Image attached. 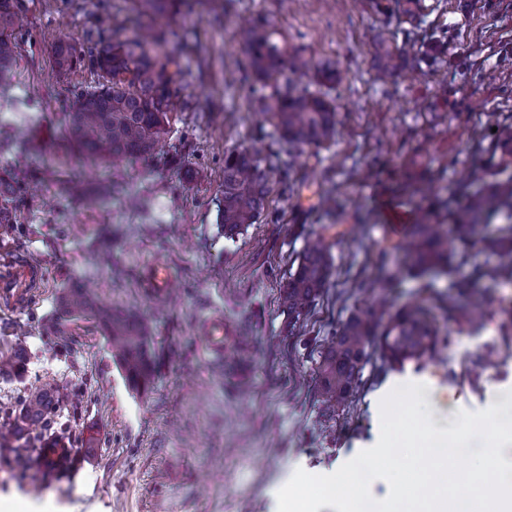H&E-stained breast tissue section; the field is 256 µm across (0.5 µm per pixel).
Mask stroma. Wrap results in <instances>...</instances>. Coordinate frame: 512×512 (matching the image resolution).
Wrapping results in <instances>:
<instances>
[{
  "label": "stroma",
  "instance_id": "35a3bbf8",
  "mask_svg": "<svg viewBox=\"0 0 512 512\" xmlns=\"http://www.w3.org/2000/svg\"><path fill=\"white\" fill-rule=\"evenodd\" d=\"M406 16L401 0H212L168 19L186 65L181 106L151 155L112 165L80 161L64 139L77 94L105 83L90 64L60 74L55 45L83 55L89 35L137 24L131 0H20L24 16L16 78L0 88V177H11L10 221L0 257L38 267L27 306L0 307V358L23 373L0 375V402L21 407L28 390L67 383L78 449L61 472L19 463L21 437L0 419V498L28 512H277L289 474H330L373 447L389 382L419 383L433 425L498 403L512 364V280L491 286L483 329L448 311L450 280L405 270L402 240L421 213L447 223L490 174L512 177L492 130L512 123V0H424ZM273 20L290 47L342 73L328 93L336 138L289 151L254 111L257 83L241 35L247 20ZM415 43L420 61L387 82L376 47ZM257 146L270 193L254 224L228 236L221 224L224 156ZM293 160L290 179L279 166ZM335 199L328 207L327 199ZM405 221L394 224L391 214ZM333 260L324 295L290 326L281 287L304 248ZM168 264L174 292L156 300L148 269ZM391 288H384L388 274ZM89 291L90 307L65 318L60 298ZM402 307L430 300L447 341L433 357L380 371L368 363L350 410L320 415L317 361L336 324L378 298ZM132 310L156 359L150 390L130 391L96 310ZM220 313L241 358L216 364L201 345L200 317ZM64 322L65 335L49 331Z\"/></svg>",
  "mask_w": 512,
  "mask_h": 512
}]
</instances>
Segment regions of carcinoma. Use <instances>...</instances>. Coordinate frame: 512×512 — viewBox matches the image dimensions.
I'll list each match as a JSON object with an SVG mask.
<instances>
[{"label": "carcinoma", "instance_id": "carcinoma-1", "mask_svg": "<svg viewBox=\"0 0 512 512\" xmlns=\"http://www.w3.org/2000/svg\"><path fill=\"white\" fill-rule=\"evenodd\" d=\"M141 13L152 18L170 12L178 0H136ZM19 0H0V85L15 79V61L20 48L18 33ZM242 45L251 71L261 83L253 107L277 130L290 146H322L336 137V107L320 93L306 87L277 84L284 70L314 74L320 83L336 81V67L315 63L288 46L275 26L261 17L245 29ZM418 53L414 45H381L378 69L381 77L393 75L400 63ZM60 73L73 71L83 61L78 47L68 39L56 45ZM96 57L103 62L109 79L93 92L77 95L68 113L67 132L73 149L89 161L129 162L151 154L165 137L168 119L177 108L175 85L184 75L181 56L169 47L168 34L153 26L136 27L102 39ZM495 139L502 152L512 157V126L497 128ZM269 192L268 170L260 154L248 150L224 156V207L220 212L224 233L231 236L254 223ZM490 212H506L512 217V180L492 181L454 217L453 237L441 224L428 219L413 227L407 243L408 273L422 277L431 271L454 274L464 253L448 254V244L461 246L475 242L483 218ZM485 247L512 267V227L485 243ZM333 263L320 246H310L301 255L281 293L290 324L308 315L315 301L329 285ZM495 270L468 278L454 279L453 287L467 297L460 305L452 297L448 304L457 312V322L476 331L486 316L483 296L474 292L476 283L494 279ZM86 294L75 288L64 299L69 316L81 314L87 306ZM101 321L112 355L125 374L129 387L146 392L153 383L154 367L142 327L134 318L102 308ZM440 343V330L429 309L413 303L399 309L379 301L367 315L353 314L340 323L318 361V394L323 415L334 418L349 407L362 384V372L372 354H378L380 368L409 359L430 356ZM24 412L45 431L57 412L69 410L68 395L57 381L46 382L25 395Z\"/></svg>", "mask_w": 512, "mask_h": 512}]
</instances>
